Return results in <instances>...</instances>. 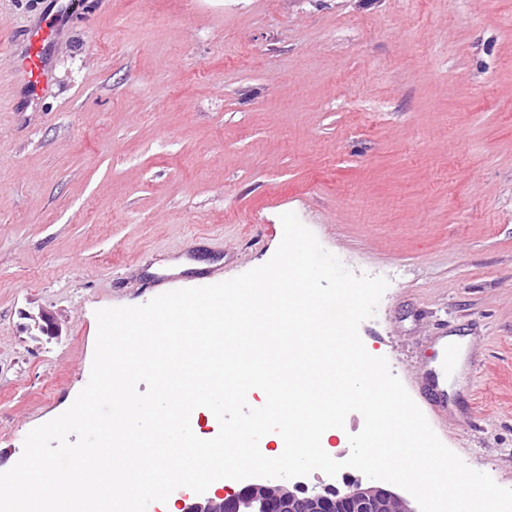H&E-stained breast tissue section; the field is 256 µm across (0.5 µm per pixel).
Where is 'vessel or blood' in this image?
Listing matches in <instances>:
<instances>
[{
  "label": "vessel or blood",
  "instance_id": "obj_1",
  "mask_svg": "<svg viewBox=\"0 0 512 512\" xmlns=\"http://www.w3.org/2000/svg\"><path fill=\"white\" fill-rule=\"evenodd\" d=\"M54 32L55 23L50 19L28 32L27 49L14 71L15 80L24 89L28 104L38 101L42 87L50 78L47 50L52 44ZM435 358L436 366L422 374V395L433 412L444 414L448 411V370L458 362V352L455 347L449 346L447 337H438Z\"/></svg>",
  "mask_w": 512,
  "mask_h": 512
}]
</instances>
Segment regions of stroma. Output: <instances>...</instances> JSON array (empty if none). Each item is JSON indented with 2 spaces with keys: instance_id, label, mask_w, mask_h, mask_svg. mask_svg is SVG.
I'll use <instances>...</instances> for the list:
<instances>
[{
  "instance_id": "35a3bbf8",
  "label": "stroma",
  "mask_w": 512,
  "mask_h": 512,
  "mask_svg": "<svg viewBox=\"0 0 512 512\" xmlns=\"http://www.w3.org/2000/svg\"><path fill=\"white\" fill-rule=\"evenodd\" d=\"M57 11L0 0V472L87 384L96 310L266 263L292 211L388 280L359 332L409 394L463 340L429 424L512 488V0H88L17 111ZM54 32L52 19H45L29 30L27 49L15 68V80L24 89L28 105L39 100L40 91L50 78L47 50L52 44Z\"/></svg>"
}]
</instances>
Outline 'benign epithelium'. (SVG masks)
<instances>
[{"mask_svg":"<svg viewBox=\"0 0 512 512\" xmlns=\"http://www.w3.org/2000/svg\"><path fill=\"white\" fill-rule=\"evenodd\" d=\"M34 327L48 336L60 335V327L54 315L42 311L32 317ZM250 512H415L402 497L376 484H364L355 479L344 489L326 485L311 493L288 480L255 484L245 491L223 498H207L208 512H242L243 506Z\"/></svg>","mask_w":512,"mask_h":512,"instance_id":"1","label":"benign epithelium"}]
</instances>
